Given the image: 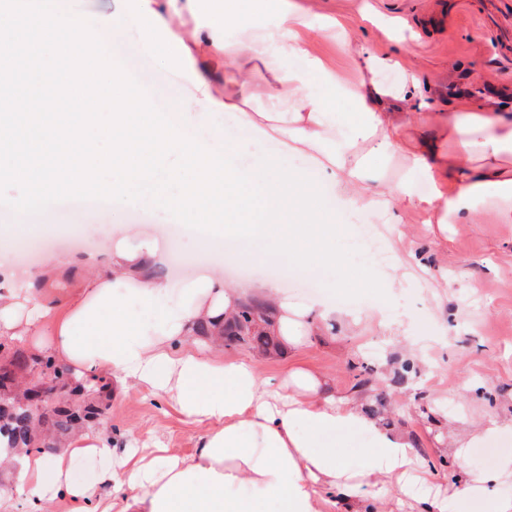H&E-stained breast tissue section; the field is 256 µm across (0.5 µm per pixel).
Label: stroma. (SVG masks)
<instances>
[{
	"label": "stroma",
	"instance_id": "stroma-1",
	"mask_svg": "<svg viewBox=\"0 0 512 512\" xmlns=\"http://www.w3.org/2000/svg\"><path fill=\"white\" fill-rule=\"evenodd\" d=\"M132 0H64L68 12L89 18L112 17V41L100 43L96 57L100 81L120 69L115 49L135 54L141 44L136 25L126 17ZM315 16L327 14L341 22L351 39L368 45L388 67L379 80L396 89L406 71H415L434 111H445L461 100L493 102L512 113V0H302ZM167 32H159L150 56L139 62L143 77L157 88L168 107L185 116L201 97L191 69L169 56ZM57 197L45 208L21 214L9 195L0 196V227L10 224H62L53 236L60 253L74 257L76 268L86 258L106 265L112 247L120 244L121 226L138 225L143 240L164 247L168 224L154 206L140 204L121 211L67 210ZM398 223L387 215L344 211L331 192L322 194L319 220L336 227V265L313 267L314 284L288 272L284 265L255 252L245 268L225 266L224 280L243 288L246 299L257 298L261 283L274 282L289 300L315 298L362 311L373 305L376 291L347 283L351 268L368 258L361 229L369 227L382 249L402 240L417 261L396 267L400 285L388 300L400 316L404 336H412L424 352L416 359L404 336H388L368 318L357 324L334 323L329 333L312 337L302 350L284 349L266 355L228 346L225 357H251L263 375L277 376L301 362L324 374L340 398L360 399L383 419L386 427L408 432L421 457L443 484L466 471L495 468L512 456V429L476 440L462 460L448 454V426L512 414V223L495 211L479 212L472 222L449 225L439 232L422 212L397 208ZM196 225H188L180 248L185 265L169 270L165 282L171 294L197 280L205 269L198 261ZM110 441L111 459L85 456L76 461L70 478L80 485H97L111 497L112 462L137 448H165L189 457L199 449L203 426L189 423L170 401L154 398L138 387L113 397L96 425Z\"/></svg>",
	"mask_w": 512,
	"mask_h": 512
}]
</instances>
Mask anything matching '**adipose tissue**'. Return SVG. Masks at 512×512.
<instances>
[{
	"mask_svg": "<svg viewBox=\"0 0 512 512\" xmlns=\"http://www.w3.org/2000/svg\"><path fill=\"white\" fill-rule=\"evenodd\" d=\"M265 7V0H187L196 26L190 35L172 34L168 45L172 55L206 62V70L195 73L203 87L211 85L209 70L224 72L220 107L236 125L219 148L185 137L131 87L109 88L89 75L85 63L93 46L85 34L111 24V17L93 23L8 0L0 7V88L14 81L13 49L21 45L28 101L58 104L92 91L106 96L110 107L104 124L94 112L0 113V141L8 143L0 150V170L15 208L23 213L64 192L128 208L154 184L161 158L176 155L193 176L177 192L154 193L167 216L207 225L245 260L262 250L295 267L318 265L336 259L328 244L332 230L313 223L320 198L300 189L288 164L289 156L309 152L342 209L390 212L400 203L443 231L489 203L512 222V113L461 101L436 114L434 137L409 135L403 114L389 109L395 93L377 78L383 59L344 41L364 77L342 83L334 66L311 52L310 22L299 0H276L272 27L253 22ZM257 62L272 79L261 122L238 115L251 96ZM337 96L354 105L343 125L329 105ZM249 141L277 143L275 158L238 167ZM394 157L406 170L389 182L376 162ZM417 173L431 183L429 195L412 193L409 182ZM302 238L319 240V249L297 252ZM160 260L150 244L122 246L112 252L110 273L88 269L74 287L46 296L36 293L26 273L9 271L0 289V337L26 343L34 356L52 358L76 377L107 378L117 389L141 386L173 402L187 419L209 424L192 457L138 450L118 463L109 501L69 480L74 458L108 453L96 430L75 433L51 455L20 449L12 471L31 512L59 497L73 512H327L339 503L348 512H392L394 500L408 512H466L475 496L484 512H512V496L501 492L512 483V459L436 485L405 433L385 427L360 400L336 399L321 375L293 366L280 379H265L253 359H224L221 328L241 294L211 270L171 298L163 281L143 275ZM262 294L273 307L272 335L294 350L346 316L318 302H288L273 283ZM132 302L154 311L150 326L128 313ZM200 321L211 328L201 339L205 355L185 344ZM354 430L371 435L358 470L344 463L336 445L337 433Z\"/></svg>",
	"mask_w": 512,
	"mask_h": 512,
	"instance_id": "1",
	"label": "adipose tissue"
}]
</instances>
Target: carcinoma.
Wrapping results in <instances>:
<instances>
[{"label":"carcinoma","instance_id":"1","mask_svg":"<svg viewBox=\"0 0 512 512\" xmlns=\"http://www.w3.org/2000/svg\"><path fill=\"white\" fill-rule=\"evenodd\" d=\"M272 308L259 299L240 304L224 326V344L260 351L278 348L267 327L272 325ZM36 359L17 347L0 354V450L59 447L73 432L97 421L110 407L108 382H77L60 388L50 408H38V383L29 381Z\"/></svg>","mask_w":512,"mask_h":512}]
</instances>
